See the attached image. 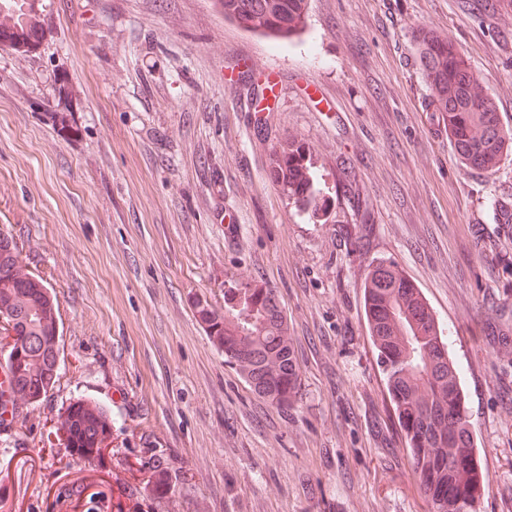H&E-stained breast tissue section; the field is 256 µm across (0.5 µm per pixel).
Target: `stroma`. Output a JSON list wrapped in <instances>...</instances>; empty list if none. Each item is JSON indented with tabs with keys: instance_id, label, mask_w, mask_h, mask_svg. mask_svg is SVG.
<instances>
[{
	"instance_id": "stroma-1",
	"label": "stroma",
	"mask_w": 512,
	"mask_h": 512,
	"mask_svg": "<svg viewBox=\"0 0 512 512\" xmlns=\"http://www.w3.org/2000/svg\"><path fill=\"white\" fill-rule=\"evenodd\" d=\"M451 40L512 131V0H308L276 40L213 0H50L0 47V232L59 300L60 375L0 431V512H59L89 467L58 441L77 399L112 420L101 466L133 512H428L392 422L362 285L392 263L447 328L484 476L512 512V152L461 163L419 42ZM66 80L72 122L54 88ZM272 86L257 114L255 88ZM329 189L320 221L269 179L288 142ZM277 296L300 367L271 407L196 313ZM28 1L30 0H0V12L3 5L14 7L18 12L16 19L17 25H15L13 29L4 31L2 26H0V42L2 39L5 41H2V45L8 43L11 47L15 48L31 47L33 44L31 42H34V40L37 39L39 31H41L40 29L42 24L39 23V26H36L25 20V13L22 8L25 2ZM34 29L36 32L32 35L31 31H34Z\"/></svg>"
}]
</instances>
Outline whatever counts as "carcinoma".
<instances>
[{
    "label": "carcinoma",
    "instance_id": "obj_1",
    "mask_svg": "<svg viewBox=\"0 0 512 512\" xmlns=\"http://www.w3.org/2000/svg\"><path fill=\"white\" fill-rule=\"evenodd\" d=\"M27 0H0L17 10L16 25L0 40L15 48L31 46L40 27L25 20ZM224 19L291 39L302 24L307 0H215ZM421 66L436 93V109L447 114L448 134L462 162L485 169L512 144L500 127L491 100L474 91V76L453 44L426 37ZM270 180L287 190L297 211L320 217L328 189L311 163L308 147L288 145L285 161ZM363 308L368 333L384 378L394 423L429 512H474L472 485L477 456L465 413L458 368L432 308L394 264L379 263L364 283ZM197 314L225 361L236 367L253 391L280 410L297 397L299 364L286 319L275 294L266 288L224 291V315L208 304ZM0 317L3 331L16 334L3 367L12 377L11 418L18 404L47 396L59 378L60 306L46 280L25 268L12 237L0 233ZM111 419L91 401L69 405L56 430L72 453L93 461L109 444Z\"/></svg>",
    "mask_w": 512,
    "mask_h": 512
}]
</instances>
